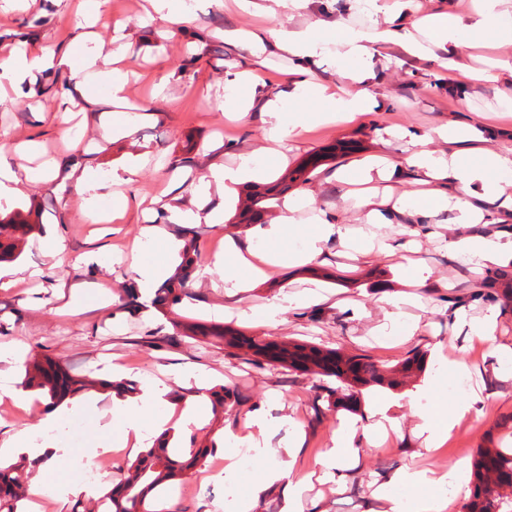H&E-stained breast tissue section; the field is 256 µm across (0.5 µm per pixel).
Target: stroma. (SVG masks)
Here are the masks:
<instances>
[{
    "instance_id": "35a3bbf8",
    "label": "stroma",
    "mask_w": 512,
    "mask_h": 512,
    "mask_svg": "<svg viewBox=\"0 0 512 512\" xmlns=\"http://www.w3.org/2000/svg\"><path fill=\"white\" fill-rule=\"evenodd\" d=\"M80 0H0V47L23 46L37 50L48 46L63 54L82 56L86 44L81 20L76 13ZM113 0H104L96 39L126 48V65L131 77L126 99L117 107L79 102V113L62 133L55 114L58 92L68 81L67 73L48 71L34 78L0 86V145L34 141L38 154L23 161L36 167L47 159L62 165L57 176L31 184L21 196L0 206V214L32 213L41 233L30 237L19 258L20 264L40 267L45 275L38 282H19L0 288V348L22 347L24 354H47L58 358L76 376L93 375L107 381L110 365L123 369L126 381L140 385L153 380L171 381L174 373H207L212 388H224V411L210 415L192 433L174 439L180 451L216 445V452L202 459L189 472L187 482L198 484V492L177 495L168 488L154 501L162 512L168 498H176L178 512H224L227 495L236 501L252 502L255 512H291L287 487L275 486L273 493L255 489V477L274 460L250 462L243 467V480L227 488L217 463L229 454L225 433L243 430L250 412L276 420L291 417L295 428L270 431L272 447L284 445L290 435H299L294 470L304 474L315 469L339 421L336 412L316 414L317 377L270 365H253L225 351L223 344L204 343L196 336L199 324L227 326L250 336L288 337L342 349L369 357L380 365H393L415 351L426 353L425 378L435 390L456 396L453 370L442 367L432 349L444 346L451 360L468 367L469 386L483 390L488 399L481 416H468L464 426L427 458V465L447 468L470 462L497 418L512 413V377L505 376L490 355L487 343L469 339L461 322L462 312L470 318L482 316L486 302L467 300L477 276L448 256V227L433 224L410 237L414 257L428 269L424 288L418 289L416 305L405 307L406 318L420 320L421 336L407 343L379 337L383 322L380 298L406 288L399 257L380 252L349 256L329 239L321 244L320 259L298 267L282 268L257 280L239 293L225 288L226 269L216 257L224 251V236L232 234L242 243L254 239L252 227L236 224V204L241 186L216 191L213 202L224 207L220 224H199L198 262L210 265L204 283L188 281L181 304L151 311L130 309L128 295L135 288V274L125 264L111 263V256L129 252L141 242L147 257L162 256L160 244L146 235L148 227L186 240L188 227L166 219L167 205L194 206L196 180L208 174L212 164H232L237 153L255 152L265 167L264 181L270 182L314 156H322L305 187L317 208L335 220L349 224L356 217L350 201L337 191L330 176L338 169L353 168L365 156L384 153L401 159L399 142L390 140L391 130L408 128L425 131L441 124L463 126L476 115L490 113L488 122L496 132L497 144L512 146V111L498 107V87L469 85L457 78L442 85L436 64H397L378 60L377 92L383 106L341 125H309L291 142L287 165L267 159L259 117L244 121L225 120L215 104L223 100L225 79L239 70L250 54L246 46L229 38L236 29L300 27L304 18L255 17L237 9L232 0H194L189 18L175 33H167L162 22L148 21L149 0H130L128 7L114 11ZM350 149L327 158L333 144ZM187 159L188 168L176 167ZM134 168L132 184L121 191L133 200L121 222L98 224L90 219L84 197L76 190L75 172L109 176ZM61 243L69 264L64 276L53 265L54 243ZM76 284L80 311L62 312V283ZM315 287L323 302L308 307H289L279 315L275 330L247 318V310H261L279 299L282 291L300 292ZM248 399L240 406L237 395ZM112 395L101 392L95 406L71 420L75 448L60 458L36 467L25 465V483L43 481L53 491L50 512H104L106 504L99 486L83 484L78 471L93 450L115 444L109 408ZM47 400L30 395L27 404L0 406V443L38 429L48 408ZM400 424L387 445L367 447L362 462L343 491L331 485H314L309 498L316 512H379L380 502L371 492L387 476L407 464L419 450L414 435L416 420L408 405L393 408Z\"/></svg>"
}]
</instances>
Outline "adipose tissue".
I'll return each mask as SVG.
<instances>
[{
	"label": "adipose tissue",
	"mask_w": 512,
	"mask_h": 512,
	"mask_svg": "<svg viewBox=\"0 0 512 512\" xmlns=\"http://www.w3.org/2000/svg\"><path fill=\"white\" fill-rule=\"evenodd\" d=\"M232 38L247 45L256 59L280 56L293 65L286 91L277 93L260 83L252 67L234 72L226 81L223 101L217 105L219 111L240 119L252 112L260 113L266 153L282 164L287 161L289 140L309 123H347L380 107L379 95L374 91V64L390 52L438 64L445 71L461 72L473 85L501 84L500 104L512 109L511 58H492L486 69L470 67L460 60L462 48L512 42V0H476L474 7L463 13L449 10L444 4L424 12L417 0H343L342 14L336 19L318 18L306 27L288 30L242 29L233 32ZM120 60L119 53L106 44L96 45L94 56L79 63L50 47L35 51L13 48L0 55V76L12 80L66 67L72 84L62 94L64 101H71L76 94L105 90L109 93L108 104L114 105L119 103L126 84ZM325 63L333 64L335 80L310 78L311 69ZM393 136L405 145L402 160L372 154L361 159L353 171L335 173L337 185L358 211L360 231H352L315 209L309 192L284 198L277 222L257 228L267 246L261 264L252 263L249 247L227 236L221 257L228 270L226 287L245 288L252 280L264 277L268 269L313 262L322 253L321 242L332 236L357 250L371 245L396 254V246L387 237L364 232V225L438 224L449 212L460 228L448 239L450 256L479 270L511 265L512 238L480 233L476 227L512 221V147L492 144L482 120L462 131L440 125L422 134L397 130ZM262 176L263 167L256 156L243 151L234 164L213 166L200 177L195 192L205 199L212 186L254 182ZM394 182L404 184V191L393 194L390 185ZM305 208L313 211L312 231L304 235L302 248H282L288 226ZM409 270L410 292L381 298L386 316L382 335L410 338L422 332L419 322L404 324L399 320L402 306L413 299L412 289L421 287L425 280L420 265L410 264ZM406 399L422 446L429 452L448 439L459 419L479 413L482 402L478 396L451 402L429 386L407 393ZM209 402L205 393L192 403L172 399L167 384L155 382L140 385L131 395H113L112 414L119 424L120 445L136 453L151 447L156 439L168 438L171 430L191 431L203 423ZM397 404V399L385 395L374 403L365 419L340 422L330 448L318 462L319 480L345 487L359 462L362 446L376 444L381 435L398 431L397 420L389 414ZM146 412L151 415V424L145 430L140 418ZM462 469L459 462L441 472L405 468L388 477L384 489L374 491L373 496L385 502L384 512H439L435 490L451 485L458 495L467 494Z\"/></svg>",
	"instance_id": "adipose-tissue-1"
}]
</instances>
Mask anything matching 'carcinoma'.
I'll return each mask as SVG.
<instances>
[{"instance_id":"carcinoma-1","label":"carcinoma","mask_w":512,"mask_h":512,"mask_svg":"<svg viewBox=\"0 0 512 512\" xmlns=\"http://www.w3.org/2000/svg\"><path fill=\"white\" fill-rule=\"evenodd\" d=\"M316 161L301 164L271 184H253L246 190L237 214L238 223L254 224L261 220L267 203L288 190L289 185L306 182ZM40 225L9 220L0 224V263L13 262L20 256L19 244L38 231ZM198 255L195 239L183 248L178 270L160 287L154 306L172 308L181 303L194 256ZM507 279L504 272L475 290L470 298L503 307L512 305V289L497 284ZM200 335L224 341V348L242 352L244 360L254 365H272L293 372L312 374L336 381V385H320L321 399L327 408L356 411L360 395L370 388L398 391L425 371V355L414 352L392 366H379L363 355L344 353L294 340H270L246 336L237 330L199 327ZM21 385L50 400L61 401L95 386L119 392H134L125 383L97 382L76 377L66 371L59 361L50 356L34 358L24 363ZM215 446L191 448L181 455L170 453L166 445H156L127 464L123 477L108 492L111 512H152L151 496L183 479L196 462L214 452ZM15 465H0V512H19L22 498L19 478L14 476ZM512 478V413L501 415L486 440L472 455L470 494L461 504L460 512H512V491L500 490V483Z\"/></svg>"}]
</instances>
